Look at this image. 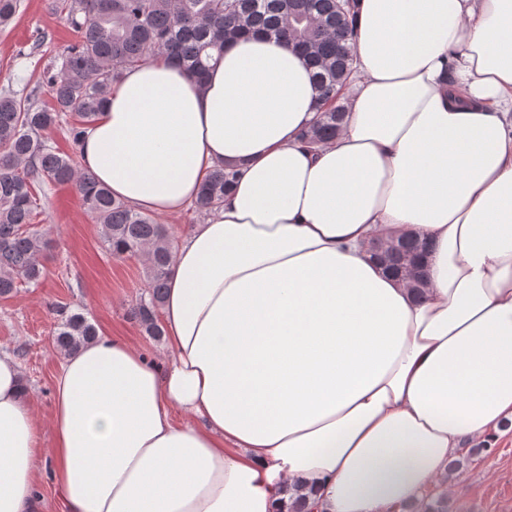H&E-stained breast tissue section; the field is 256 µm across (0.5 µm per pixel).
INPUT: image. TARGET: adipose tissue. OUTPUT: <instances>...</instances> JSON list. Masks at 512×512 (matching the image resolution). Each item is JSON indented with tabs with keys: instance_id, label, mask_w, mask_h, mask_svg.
<instances>
[{
	"instance_id": "1",
	"label": "adipose tissue",
	"mask_w": 512,
	"mask_h": 512,
	"mask_svg": "<svg viewBox=\"0 0 512 512\" xmlns=\"http://www.w3.org/2000/svg\"><path fill=\"white\" fill-rule=\"evenodd\" d=\"M336 138L306 145L318 89L264 33L204 84L165 56L126 71L81 164L171 217L215 167L233 187L169 240L148 359L100 333L63 355L43 447L0 355V512H403L447 493L448 458L512 421V0H357ZM428 242L417 276L371 247ZM425 283L415 301L416 280Z\"/></svg>"
}]
</instances>
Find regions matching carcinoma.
<instances>
[{"mask_svg": "<svg viewBox=\"0 0 512 512\" xmlns=\"http://www.w3.org/2000/svg\"><path fill=\"white\" fill-rule=\"evenodd\" d=\"M354 7L350 0H55L54 9L64 15L74 40L26 93L0 94V297L23 284L39 283V258L51 242L48 232L33 224L39 191L45 184H70L112 255L148 253L147 295L132 314L147 335H163L158 310L170 274L169 252L162 246L166 229L151 215L114 198L82 169L79 151L59 152L45 133L71 114L69 133L77 147L126 70L162 54L201 79L221 59L226 40L266 32L290 42L315 69L322 103L307 139H332L343 121L342 109L333 102L355 72ZM43 88L52 98L49 107L38 104ZM235 178L223 166L213 169L196 210L206 214L219 207ZM425 252V243L400 239L374 259L386 272L399 275ZM97 335L85 314L62 309L53 346L69 354Z\"/></svg>", "mask_w": 512, "mask_h": 512, "instance_id": "1", "label": "carcinoma"}]
</instances>
